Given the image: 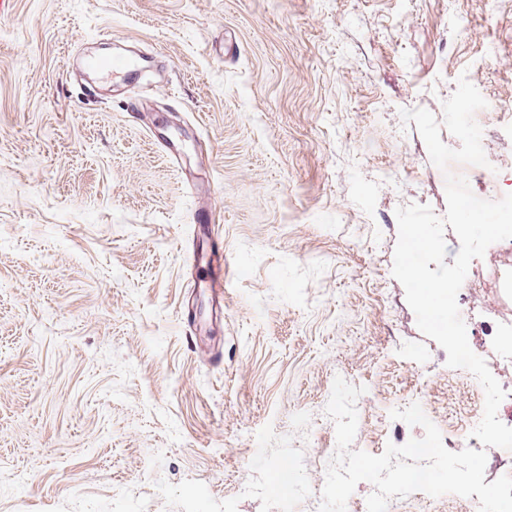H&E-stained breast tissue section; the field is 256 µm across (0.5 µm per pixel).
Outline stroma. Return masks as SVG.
Here are the masks:
<instances>
[{
  "label": "stroma",
  "mask_w": 512,
  "mask_h": 512,
  "mask_svg": "<svg viewBox=\"0 0 512 512\" xmlns=\"http://www.w3.org/2000/svg\"><path fill=\"white\" fill-rule=\"evenodd\" d=\"M0 0V512H319L335 377L365 392L351 445L474 416L475 385L392 275L397 207L445 214L401 110L442 117L468 73L489 165L512 162V0ZM136 51L137 88L77 56ZM224 270L213 365L179 320L195 224ZM457 298L512 310V263ZM287 459L289 475L277 463Z\"/></svg>",
  "instance_id": "1"
}]
</instances>
